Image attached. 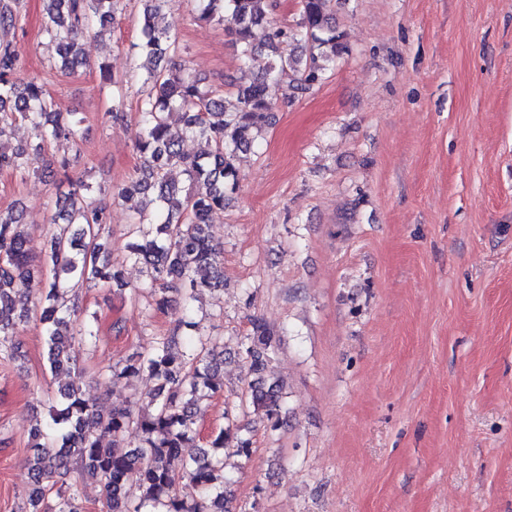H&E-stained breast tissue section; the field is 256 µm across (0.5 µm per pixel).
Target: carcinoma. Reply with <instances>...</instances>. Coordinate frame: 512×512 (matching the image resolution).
<instances>
[{
  "label": "carcinoma",
  "mask_w": 512,
  "mask_h": 512,
  "mask_svg": "<svg viewBox=\"0 0 512 512\" xmlns=\"http://www.w3.org/2000/svg\"><path fill=\"white\" fill-rule=\"evenodd\" d=\"M276 0H197L199 19L225 26L240 57L247 60L258 47L253 29L271 27L264 49L270 62L251 84L237 88V103L224 105L215 91L203 87L178 60V46L165 23L163 0H140L141 40L136 44L152 66L145 67L148 88L139 108L142 135L136 145L137 176L111 191L112 202L134 196V241L128 251L142 265L155 309L182 308V318L150 351L128 358L113 369L112 385L120 386L146 373L155 381L146 403L134 400L125 408L104 411L87 397L85 371L79 366L83 344L96 338L92 322L79 320L78 306L68 300L74 286L89 280L119 279L105 259L108 209L87 203L83 181L58 180L57 216L52 218L49 252L40 265L31 264L27 232L20 214L0 210V358H21L13 342L18 325L35 319L42 326L50 372L65 375L50 421L29 432L32 454L28 474L33 492L24 512H83L79 485L92 480L100 488L101 512H234L224 495L225 449L230 426L199 445L196 423L202 402L223 391L217 369L224 338L198 331L193 301L203 290L224 289L223 252L210 239V217L224 210L226 190L236 189L238 153L252 147L271 111L273 89L285 78L307 91L321 82L337 56L347 51L337 32L333 0H298L299 18L292 27L274 25L264 8ZM43 31L63 71L84 64L78 40L91 27L104 29L116 21L118 0H42ZM21 0H0V138L13 122L26 123L41 143L80 140L84 118L60 111L44 85L20 80L21 56L16 47ZM188 138L212 149L192 157L183 152ZM35 153L18 148L0 150V171L21 178L37 171ZM180 168L187 184L167 178ZM46 277L40 296L26 285ZM241 340L251 359L245 404L271 421L275 431L282 410V385L270 367L277 347L274 333L259 319ZM138 443L127 448V433ZM188 482L197 489L191 499L179 495ZM139 497L128 498L127 484Z\"/></svg>",
  "instance_id": "1"
}]
</instances>
